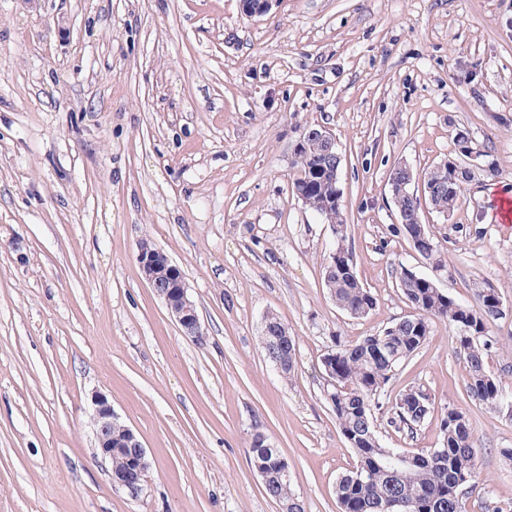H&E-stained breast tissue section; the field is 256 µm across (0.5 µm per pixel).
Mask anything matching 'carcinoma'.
Returning a JSON list of instances; mask_svg holds the SVG:
<instances>
[{"mask_svg":"<svg viewBox=\"0 0 512 512\" xmlns=\"http://www.w3.org/2000/svg\"><path fill=\"white\" fill-rule=\"evenodd\" d=\"M297 175L292 185L300 186L313 200L312 212L322 221L337 226L336 267L326 265L327 289L336 306L351 317H367L376 306L371 291L360 281L353 253L346 245L342 200L338 198L339 176L332 172L321 142L315 137L300 140L295 150ZM428 184L435 187L425 202L435 212L447 215L454 210L463 191L466 176L459 167L433 166L427 173ZM391 192L401 223L433 241L430 225L422 221L420 199L403 192L399 185ZM397 287L416 313L396 321L377 334L363 337L333 351L336 384L327 390L326 399L336 415L340 430L356 457V465L336 482L339 512H388L387 504L401 499L406 512H464L462 492L476 484V449L466 416L455 409L442 419L443 441L440 448H425L415 460L400 468L392 465L391 449L382 443L377 421L389 427H406L414 434L429 411L415 412V417L401 413L403 407L384 409L381 395L395 369L410 357L431 332V322L443 321L457 331V340L468 368V390L486 406H503L500 381L488 370L489 344L481 341L490 322L500 318V300L491 288L477 289L478 305L473 308L455 302L441 288H433L424 276L403 268ZM283 376L292 373L296 360V342L274 357H268ZM381 416H376V412ZM283 455L260 433L250 446V464L266 474V494L288 506V512H303V506L291 488L290 476L280 473Z\"/></svg>","mask_w":512,"mask_h":512,"instance_id":"cac0c4a2","label":"carcinoma"}]
</instances>
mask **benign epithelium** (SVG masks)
I'll return each mask as SVG.
<instances>
[{
    "mask_svg": "<svg viewBox=\"0 0 512 512\" xmlns=\"http://www.w3.org/2000/svg\"><path fill=\"white\" fill-rule=\"evenodd\" d=\"M279 0H241L242 11L249 17L268 14ZM306 136L318 138L326 147L329 160L340 163L341 156L336 150V136L326 126L320 125L305 132ZM137 261L142 275L157 297L164 303L169 315L177 323L183 335L201 340L204 336L197 305L192 299L184 275L163 250L144 242L140 244ZM95 429L97 447L101 457L112 461V449L135 448L128 469L118 475L111 474L114 489L123 492L132 500L145 494L150 483V472L146 460V449L129 427L124 434L112 435V428L120 421L112 404L103 395L95 396L91 416Z\"/></svg>",
    "mask_w": 512,
    "mask_h": 512,
    "instance_id": "1",
    "label": "benign epithelium"
}]
</instances>
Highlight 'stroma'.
Wrapping results in <instances>:
<instances>
[{
  "label": "stroma",
  "instance_id": "1",
  "mask_svg": "<svg viewBox=\"0 0 512 512\" xmlns=\"http://www.w3.org/2000/svg\"><path fill=\"white\" fill-rule=\"evenodd\" d=\"M341 151L347 244L376 299L364 319L323 283L330 225L291 191L306 127ZM481 149L449 216L424 208L442 251L422 258L388 182L415 183ZM495 168L497 177L486 174ZM512 0H0V512H281L249 461L263 434L304 512H339L355 465L327 402L325 354L411 315L401 268L476 305L494 289L489 371L512 396ZM151 241L183 272L204 336H183L142 276ZM296 340L282 378L259 341L267 314ZM453 327L434 321L386 385L432 397L415 436L441 445L467 417L478 478L465 512H512V411L472 398ZM104 395L147 450L144 497L116 491L98 453Z\"/></svg>",
  "mask_w": 512,
  "mask_h": 512
}]
</instances>
